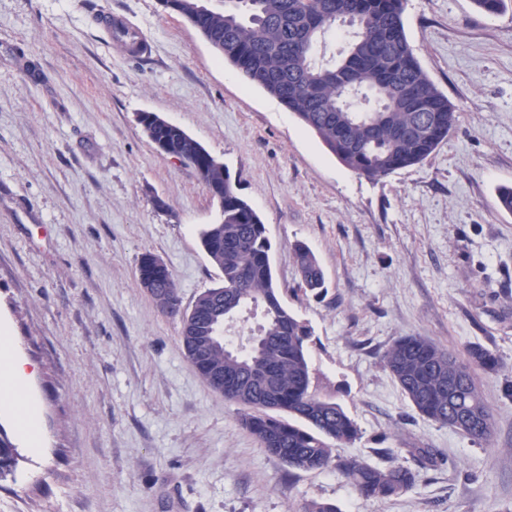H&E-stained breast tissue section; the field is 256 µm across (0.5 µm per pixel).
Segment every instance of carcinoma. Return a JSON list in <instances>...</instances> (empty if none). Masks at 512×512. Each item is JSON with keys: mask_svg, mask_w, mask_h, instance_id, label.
<instances>
[{"mask_svg": "<svg viewBox=\"0 0 512 512\" xmlns=\"http://www.w3.org/2000/svg\"><path fill=\"white\" fill-rule=\"evenodd\" d=\"M160 2L200 32L247 84L278 99L359 175L380 179L422 162L456 126V106L422 69L408 40L405 0H224L222 10L199 0ZM350 13L364 26L347 32L340 58H319V42ZM144 131L151 142L192 156L201 183L224 193L218 221L200 235L223 284L202 292L192 318L182 322L181 342L198 375L244 409L245 428L289 469L333 468L362 496L377 500L407 491L417 477L411 469L333 454L334 446L358 438L357 424L333 398L311 389V330L283 302L266 226L229 171L160 118ZM294 257L304 288L322 292L324 273L314 253L297 243ZM152 258L143 255L138 267L151 299L162 311L181 304L172 272L157 269ZM250 306L261 310L263 323L247 344L236 348L214 333L226 317ZM382 360L422 416L475 441L487 440L492 417L475 371L501 368L490 349L472 344L462 360L423 336H403ZM219 372L222 385L216 381Z\"/></svg>", "mask_w": 512, "mask_h": 512, "instance_id": "1", "label": "carcinoma"}]
</instances>
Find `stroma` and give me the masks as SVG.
Returning a JSON list of instances; mask_svg holds the SVG:
<instances>
[{
  "instance_id": "35a3bbf8",
  "label": "stroma",
  "mask_w": 512,
  "mask_h": 512,
  "mask_svg": "<svg viewBox=\"0 0 512 512\" xmlns=\"http://www.w3.org/2000/svg\"><path fill=\"white\" fill-rule=\"evenodd\" d=\"M104 9L136 24L151 55L108 39ZM404 23L459 120L423 162L373 180L159 0H0V332L32 366L44 436L29 448L0 409L20 454L0 512H512V214L497 204L512 186V6L406 0ZM141 112L238 179L282 298L312 329V386L358 426L339 455L409 467L411 489L378 501L336 470H288L199 377L138 264L163 261L191 307L222 280L199 240L218 204L155 148ZM297 241L324 271L322 297L300 286ZM408 335L499 357V372L478 375L487 441L413 408L382 363Z\"/></svg>"
}]
</instances>
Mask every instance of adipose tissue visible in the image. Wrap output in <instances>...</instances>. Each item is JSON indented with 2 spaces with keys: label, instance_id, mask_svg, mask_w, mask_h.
<instances>
[{
  "label": "adipose tissue",
  "instance_id": "ef3b65f1",
  "mask_svg": "<svg viewBox=\"0 0 512 512\" xmlns=\"http://www.w3.org/2000/svg\"><path fill=\"white\" fill-rule=\"evenodd\" d=\"M28 378L26 362L13 354L9 337L0 336V406L14 414L19 434L37 450L43 437L35 404L25 389Z\"/></svg>",
  "mask_w": 512,
  "mask_h": 512
}]
</instances>
